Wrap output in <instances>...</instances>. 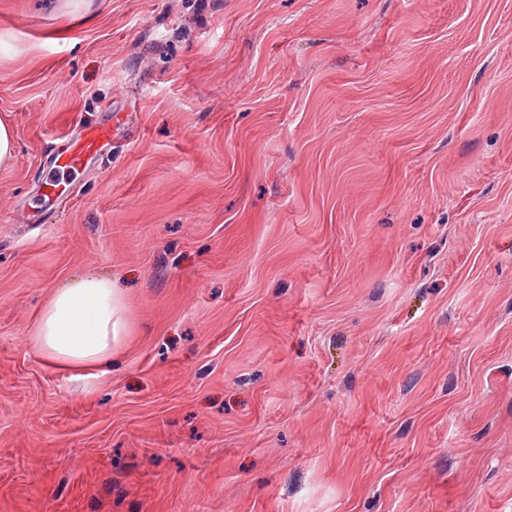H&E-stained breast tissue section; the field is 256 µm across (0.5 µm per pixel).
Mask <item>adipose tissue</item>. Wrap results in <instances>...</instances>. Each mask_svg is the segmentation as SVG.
<instances>
[{
  "label": "adipose tissue",
  "mask_w": 512,
  "mask_h": 512,
  "mask_svg": "<svg viewBox=\"0 0 512 512\" xmlns=\"http://www.w3.org/2000/svg\"><path fill=\"white\" fill-rule=\"evenodd\" d=\"M121 333L120 299L111 280L87 277L54 294L39 315L35 344L60 367L103 372Z\"/></svg>",
  "instance_id": "obj_1"
}]
</instances>
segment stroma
<instances>
[{
  "label": "stroma",
  "instance_id": "35a3bbf8",
  "mask_svg": "<svg viewBox=\"0 0 512 512\" xmlns=\"http://www.w3.org/2000/svg\"><path fill=\"white\" fill-rule=\"evenodd\" d=\"M63 4L0 0V512H512V0ZM15 132L7 122L0 120V168L9 167L15 158ZM114 132V126L109 123L82 126L74 140L55 158V167L46 184L49 194L42 195L41 204L50 203L52 196L61 197L64 190L58 194L59 188L66 178L85 172L98 159L103 144L114 138ZM120 299L112 280L86 277L58 290L36 327L39 353L62 368L106 372L121 342Z\"/></svg>",
  "mask_w": 512,
  "mask_h": 512
}]
</instances>
